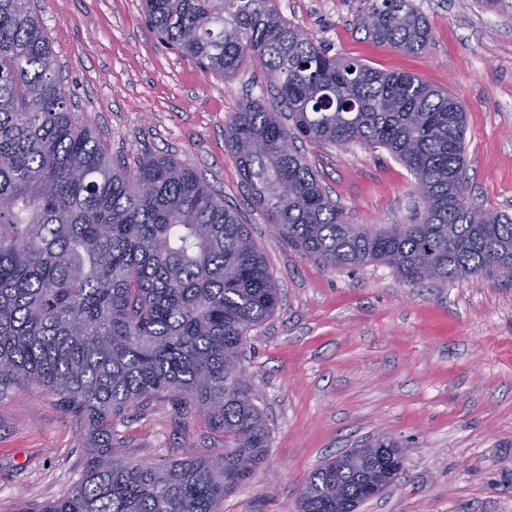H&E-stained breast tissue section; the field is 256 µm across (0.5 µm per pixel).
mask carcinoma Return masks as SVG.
<instances>
[{"label": "carcinoma", "mask_w": 512, "mask_h": 512, "mask_svg": "<svg viewBox=\"0 0 512 512\" xmlns=\"http://www.w3.org/2000/svg\"><path fill=\"white\" fill-rule=\"evenodd\" d=\"M148 25L204 71L259 62L279 107L247 97L227 122L251 203L302 255L391 268L403 281L512 280V217L466 196V110L408 72L329 51L276 0H142ZM358 26L407 53L431 44L412 0H364ZM307 140L389 151L424 202L416 224H350L306 157ZM280 292L241 214L171 155L131 172L70 112L33 0H0V390L65 399L90 428L83 475L39 512H217L265 462L268 432L239 373L246 336ZM170 392L224 436L216 457L146 464L115 452L112 418ZM343 456L313 470L299 512L364 502Z\"/></svg>", "instance_id": "carcinoma-1"}]
</instances>
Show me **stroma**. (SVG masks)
Masks as SVG:
<instances>
[{
    "instance_id": "35a3bbf8",
    "label": "stroma",
    "mask_w": 512,
    "mask_h": 512,
    "mask_svg": "<svg viewBox=\"0 0 512 512\" xmlns=\"http://www.w3.org/2000/svg\"><path fill=\"white\" fill-rule=\"evenodd\" d=\"M71 112L128 170L173 155L235 207L280 289L276 314L251 330L243 373L270 431L265 465L218 512H298L308 474L377 436L404 470L359 512H512V281L410 284L390 268L332 269L277 237L250 205L224 128L248 96L272 102L260 65L203 72L147 25L142 0H34ZM433 40L408 54L357 26L363 0H277L285 19L331 53L404 70L467 112L471 201L512 215V9L483 0H413ZM350 223H409L414 179L382 148L302 143ZM112 428L120 457L157 463L216 455L219 434L171 401L132 407ZM88 425L24 380L0 393V512H21L79 481Z\"/></svg>"
}]
</instances>
